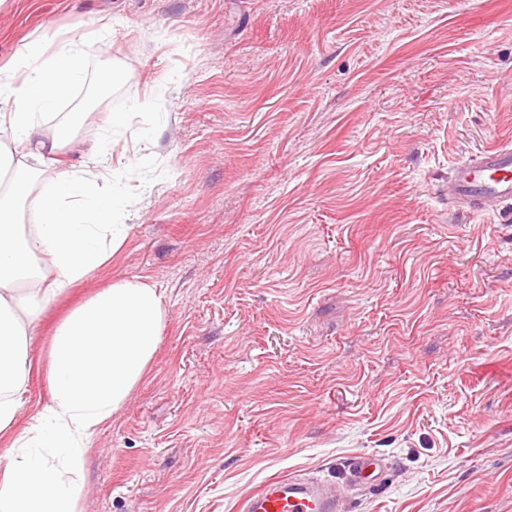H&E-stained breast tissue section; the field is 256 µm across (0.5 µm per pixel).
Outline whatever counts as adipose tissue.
I'll return each mask as SVG.
<instances>
[{
  "mask_svg": "<svg viewBox=\"0 0 512 512\" xmlns=\"http://www.w3.org/2000/svg\"><path fill=\"white\" fill-rule=\"evenodd\" d=\"M77 40L47 51L23 44L0 67V512H80L85 456L150 368L165 327L158 288L119 279L69 307L48 332L47 402L30 416L29 340L46 310L104 267L127 225L114 192L110 152H86L83 169L44 174L73 138L38 132L84 79ZM40 184L37 222L22 203Z\"/></svg>",
  "mask_w": 512,
  "mask_h": 512,
  "instance_id": "adipose-tissue-1",
  "label": "adipose tissue"
}]
</instances>
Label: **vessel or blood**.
<instances>
[{
	"instance_id": "vessel-or-blood-1",
	"label": "vessel or blood",
	"mask_w": 512,
	"mask_h": 512,
	"mask_svg": "<svg viewBox=\"0 0 512 512\" xmlns=\"http://www.w3.org/2000/svg\"><path fill=\"white\" fill-rule=\"evenodd\" d=\"M448 203L481 211L512 206V142L503 140L483 148L475 159L457 164L448 182ZM384 460L364 455L353 460L348 480L358 486L379 478ZM246 512H341L340 497L325 482L301 477L266 481L245 503Z\"/></svg>"
}]
</instances>
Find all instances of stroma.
Wrapping results in <instances>:
<instances>
[{
    "label": "stroma",
    "instance_id": "1",
    "mask_svg": "<svg viewBox=\"0 0 512 512\" xmlns=\"http://www.w3.org/2000/svg\"><path fill=\"white\" fill-rule=\"evenodd\" d=\"M68 37L85 77L40 129L87 111L61 166L109 146L127 202L80 289L167 311L81 512H242L287 475L342 512H512V212L448 206L512 137V0H0V66ZM364 454L381 482L346 487Z\"/></svg>",
    "mask_w": 512,
    "mask_h": 512
}]
</instances>
